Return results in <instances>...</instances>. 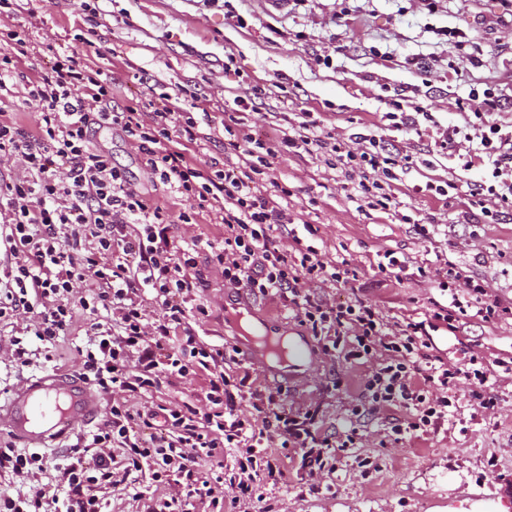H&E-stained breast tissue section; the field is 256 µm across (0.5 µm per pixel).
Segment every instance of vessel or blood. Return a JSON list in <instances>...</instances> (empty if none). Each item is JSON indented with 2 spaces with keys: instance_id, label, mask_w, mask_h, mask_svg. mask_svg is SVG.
<instances>
[{
  "instance_id": "obj_1",
  "label": "vessel or blood",
  "mask_w": 512,
  "mask_h": 512,
  "mask_svg": "<svg viewBox=\"0 0 512 512\" xmlns=\"http://www.w3.org/2000/svg\"><path fill=\"white\" fill-rule=\"evenodd\" d=\"M278 339L260 331L254 336V348L270 362L304 365L303 347L289 345L286 354H278ZM103 411L102 396L75 376L45 372L24 378L0 399V427L31 448H42L60 440L77 426L91 424Z\"/></svg>"
}]
</instances>
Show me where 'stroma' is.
Masks as SVG:
<instances>
[{
    "instance_id": "obj_1",
    "label": "stroma",
    "mask_w": 512,
    "mask_h": 512,
    "mask_svg": "<svg viewBox=\"0 0 512 512\" xmlns=\"http://www.w3.org/2000/svg\"><path fill=\"white\" fill-rule=\"evenodd\" d=\"M89 3L97 14L96 43L110 52L102 66L117 102H151L159 108L175 84H195L213 126L211 141L195 149L198 162L224 163V107L256 88L265 97L244 116L252 130L297 135V115L309 109L317 112L323 132L336 139L372 130L390 151L414 155L397 194L401 212L413 218L409 224L359 209L343 173L326 166L322 153H280L273 159L267 178L288 186V210L296 222L318 226L314 246L357 271L345 285L311 282L310 290L324 303L364 299L383 312L394 332L410 319H424L433 303L447 304L439 283L451 266L483 283L489 296L512 298V219L461 223L470 190L486 170H461L456 160L434 149L443 128L465 126L467 114L458 104L480 83L501 94L495 118L503 130H512V15L500 0H439L432 9L424 0H288L281 6L271 0ZM239 16L244 25L236 24ZM0 26L28 33L25 70L30 73L47 67L54 49L73 46L75 34L88 24L74 0H20L19 10L0 20ZM454 30L477 43L476 57L455 48ZM228 61L234 67L229 74L224 71ZM396 88L411 91L413 103L432 113L434 120L423 125L421 135L396 131L384 120L383 99ZM92 139L150 202L174 216L188 210V202L171 196L151 177L128 138L100 129ZM449 180L457 185L455 202L424 191L426 184ZM417 220L427 224L428 237L417 235ZM388 251L407 262L409 274L395 279L378 271L377 262ZM197 262L207 282L201 295L209 314L192 312L188 321L203 341L235 350L230 373L253 388L283 389L289 415L316 411V427L325 434L343 433L352 423L351 409L361 410L353 422L360 445L337 462L335 472L311 476L300 470L298 459L286 461L287 477L271 492L281 512H512V319L470 317L454 330L439 325L432 334L433 355L462 365L478 358L490 374L497 403L478 408L470 382L460 380L454 416L398 440L391 428L407 417L404 407L366 409L363 392L371 364L327 356L316 345L303 378L266 371L242 351L241 333L227 321V310L251 314L271 331L296 340L306 337L305 327L280 296L226 290L221 272L211 268L205 254H198ZM420 265L429 268V278L413 275ZM31 324L27 315L0 321V394L42 370L74 372L79 367L76 348L84 342L79 334L61 344L52 362L16 366L9 340L22 336L30 347H38L35 336L26 332ZM201 386V379L194 378L141 395L118 392L114 398L144 411L186 403L202 409ZM364 457L374 463L367 475L358 465ZM177 491V484L145 480L140 494L115 488L106 498L110 512H151L157 500Z\"/></svg>"
}]
</instances>
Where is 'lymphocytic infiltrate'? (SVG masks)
<instances>
[{
  "label": "lymphocytic infiltrate",
  "mask_w": 512,
  "mask_h": 512,
  "mask_svg": "<svg viewBox=\"0 0 512 512\" xmlns=\"http://www.w3.org/2000/svg\"><path fill=\"white\" fill-rule=\"evenodd\" d=\"M94 46L88 39L83 49L55 52L50 69L31 77L21 68L28 55L25 32L0 33V92L12 93L15 84H22L24 103L40 109L30 129L0 109V156L19 158L25 169L21 176L0 175V214L6 217L0 319L36 315L37 353L48 360L73 335L78 313L88 314L87 343L77 350L79 375L100 394H139L164 381L200 375L209 408L161 405L143 413L113 403L90 437L56 464L37 451L0 448V474L37 483L33 489L24 483L15 492H1L0 512H103L102 489L127 485L135 472L149 474L159 485L173 475L180 480L179 492L161 500L153 512L219 506L215 490L221 485L233 489L239 512H274L262 488L284 478L282 457L298 454L302 468L315 473L325 469L328 459L355 447L357 428L336 438L319 434L313 412L288 415L280 392L246 389L244 379L225 372L226 349L196 335L185 298L204 283L195 258L202 249L222 270L225 286L285 299L324 354L342 353L350 363L372 362L365 381L372 409L401 404L409 411L404 424L393 426L394 434L414 433L447 416L451 398H429L428 383L447 391L469 380L477 406L494 407L489 374L431 355V333L437 324L450 327L467 316L463 296H470L485 322L511 317V300L488 298L483 284L452 267L448 305L388 333L375 305L357 299L332 306L309 292L308 282L345 284L356 272L347 262L326 260L316 247L304 244L303 235L316 230L310 224L300 233L292 229L293 218L282 204L287 187L271 192L259 187L258 177L269 168L274 151L318 149L329 166L359 174L352 186L356 197L387 213L396 211L394 184L412 167V155L387 152L380 136L370 132L330 141L313 112L304 111L301 135L283 136L273 148L243 131L224 142V153L237 157L236 166L200 164L188 153L190 145L205 138L190 110L197 93L180 84L174 103L163 108L118 106L110 81L92 57ZM469 99L476 105L472 120L463 128H446L437 146L457 156L464 171L477 161L488 162L487 178L472 189L462 213L464 223L474 224L489 202L512 213V131H503L494 119L501 102L494 88L471 89ZM96 125L124 133L151 173L177 198L191 201V209L179 216L182 223L205 213L223 225V236L198 237L187 245L171 241L167 211L145 199L92 145ZM464 141L469 147L458 153ZM276 224L288 226L287 240L273 237ZM78 284L85 291L77 297L73 290ZM240 398L249 401L254 418L236 415ZM156 419L161 431L143 438L142 427ZM224 447L236 449L234 467L203 475L200 460Z\"/></svg>",
  "instance_id": "lymphocytic-infiltrate-1"
}]
</instances>
